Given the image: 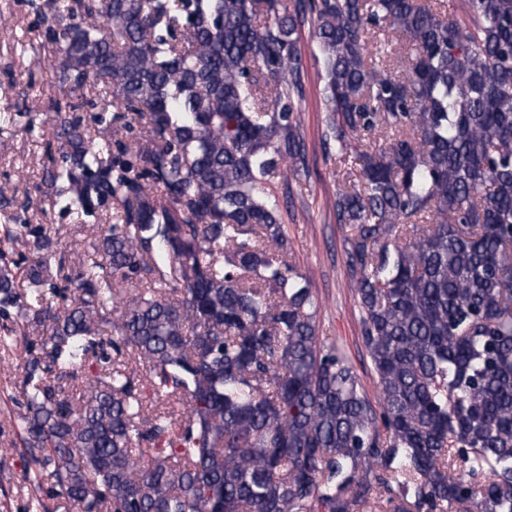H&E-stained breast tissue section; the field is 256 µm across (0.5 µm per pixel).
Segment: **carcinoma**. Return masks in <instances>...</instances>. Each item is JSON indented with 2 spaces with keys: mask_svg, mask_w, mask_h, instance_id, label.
<instances>
[{
  "mask_svg": "<svg viewBox=\"0 0 512 512\" xmlns=\"http://www.w3.org/2000/svg\"><path fill=\"white\" fill-rule=\"evenodd\" d=\"M46 0L57 103L39 190L99 226L78 264L10 225L0 349L63 512H512V0ZM314 19L333 202L378 404L320 335L277 198L302 156ZM381 41L371 52L366 35ZM115 114L107 116V110ZM98 371L85 375V367ZM83 94L89 103H85L78 112H74V116L80 119L83 127L91 132L93 138H98V136H94V131L97 130L94 119L96 113L100 110L102 102L96 98L95 91L93 90H84Z\"/></svg>",
  "mask_w": 512,
  "mask_h": 512,
  "instance_id": "cac0c4a2",
  "label": "carcinoma"
}]
</instances>
